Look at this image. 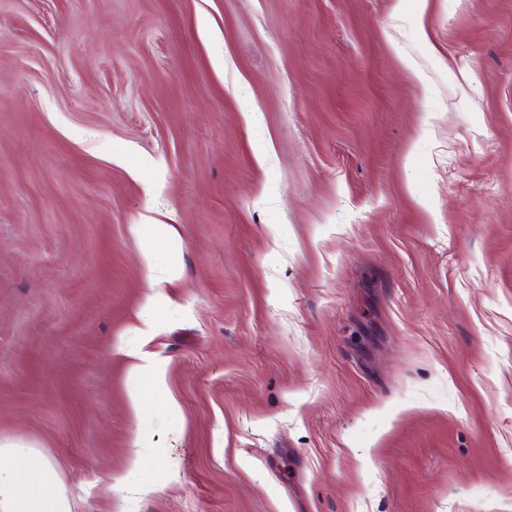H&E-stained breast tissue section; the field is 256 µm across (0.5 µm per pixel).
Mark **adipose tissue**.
Returning <instances> with one entry per match:
<instances>
[{
  "label": "adipose tissue",
  "instance_id": "1",
  "mask_svg": "<svg viewBox=\"0 0 512 512\" xmlns=\"http://www.w3.org/2000/svg\"><path fill=\"white\" fill-rule=\"evenodd\" d=\"M0 512H71L49 461L22 446L0 448Z\"/></svg>",
  "mask_w": 512,
  "mask_h": 512
}]
</instances>
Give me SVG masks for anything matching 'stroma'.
I'll list each match as a JSON object with an SVG mask.
<instances>
[{"label": "stroma", "mask_w": 512, "mask_h": 512, "mask_svg": "<svg viewBox=\"0 0 512 512\" xmlns=\"http://www.w3.org/2000/svg\"><path fill=\"white\" fill-rule=\"evenodd\" d=\"M0 444L72 512H512V0H0ZM134 360L132 375L153 387H163L165 382V368L153 358L145 354H132Z\"/></svg>", "instance_id": "1"}]
</instances>
